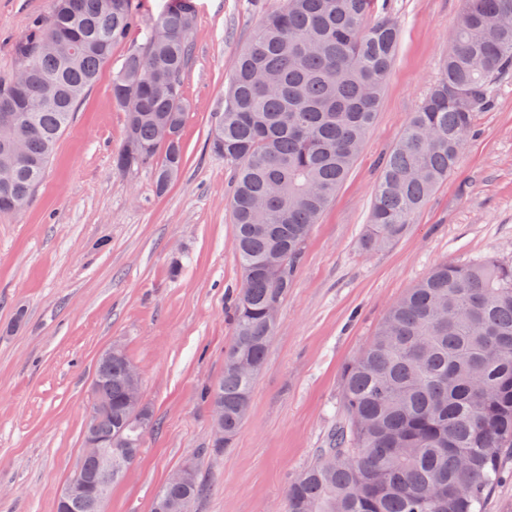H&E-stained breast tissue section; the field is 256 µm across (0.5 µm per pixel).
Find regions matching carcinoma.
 Listing matches in <instances>:
<instances>
[{
    "instance_id": "1",
    "label": "carcinoma",
    "mask_w": 512,
    "mask_h": 512,
    "mask_svg": "<svg viewBox=\"0 0 512 512\" xmlns=\"http://www.w3.org/2000/svg\"><path fill=\"white\" fill-rule=\"evenodd\" d=\"M375 0H285L267 13L239 57L208 147L233 166L234 245L242 279L224 374L204 391L224 403L226 448L245 420L275 325L271 307L288 296L305 241L346 179L374 123L399 33ZM51 0L15 42L25 84L0 80V102L22 115L0 126V212H17L42 181L54 147L96 81L112 47L137 22L131 0ZM193 0H171L112 77L125 115L113 157L119 172L151 170L167 191L184 162L183 76L194 53ZM512 70V0H466L440 79L410 113L382 160L365 250L402 237L413 215L453 172L494 84ZM55 97L50 107L40 103ZM25 152L14 163L13 143ZM112 418L132 454L112 476L83 458L79 469L115 483L135 463L146 431L127 422L118 361H98ZM343 421L327 447L289 483L287 512H481L512 450V262L481 256L443 263L389 307L367 347L342 371ZM328 456L325 466L318 458ZM199 473L166 484L152 512L196 501Z\"/></svg>"
}]
</instances>
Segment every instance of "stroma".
Listing matches in <instances>:
<instances>
[{
    "label": "stroma",
    "instance_id": "35a3bbf8",
    "mask_svg": "<svg viewBox=\"0 0 512 512\" xmlns=\"http://www.w3.org/2000/svg\"><path fill=\"white\" fill-rule=\"evenodd\" d=\"M283 0H194L184 75L185 159L157 193L149 171L112 156L124 114L112 76L141 26L168 0H133L140 25L118 43L79 103L28 206L0 214V512H56L84 453L100 355L120 344L141 374L155 426L103 512H150L185 462L199 468L193 512H286L289 481L335 426L341 368L389 306L438 264L512 260V74L454 172L391 245L364 250L381 158L441 76L464 0H376L400 30L375 122L347 179L307 238L280 306L250 414L230 447H212L204 386L224 371L230 298L241 283L233 244V169L207 147L215 109L263 14ZM50 0H0V79L13 44Z\"/></svg>",
    "mask_w": 512,
    "mask_h": 512
}]
</instances>
